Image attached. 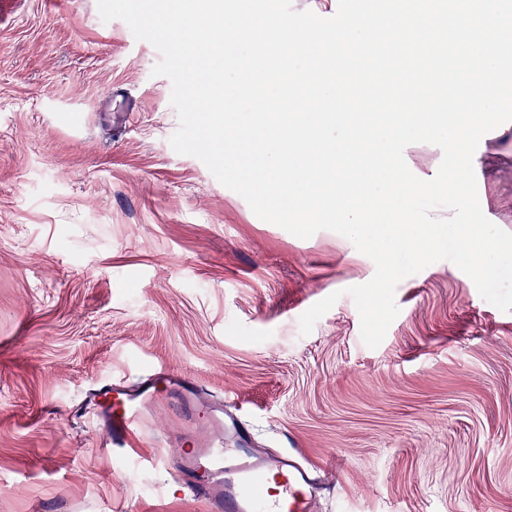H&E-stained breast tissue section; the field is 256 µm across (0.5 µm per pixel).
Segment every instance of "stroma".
<instances>
[{
	"mask_svg": "<svg viewBox=\"0 0 512 512\" xmlns=\"http://www.w3.org/2000/svg\"><path fill=\"white\" fill-rule=\"evenodd\" d=\"M159 59L96 0H0V512H205L72 413L92 383L152 365L234 397L266 453L340 455L319 512H512V313L442 260L398 284L367 347L345 290L372 260L259 219L175 153ZM473 166L484 215L512 232V122ZM187 420L177 399L149 411L141 451L177 458Z\"/></svg>",
	"mask_w": 512,
	"mask_h": 512,
	"instance_id": "obj_1",
	"label": "stroma"
}]
</instances>
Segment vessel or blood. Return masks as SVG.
<instances>
[{"label":"vessel or blood","instance_id":"vessel-or-blood-1","mask_svg":"<svg viewBox=\"0 0 512 512\" xmlns=\"http://www.w3.org/2000/svg\"><path fill=\"white\" fill-rule=\"evenodd\" d=\"M171 390L188 399L204 421V436H185L187 451L174 466L207 512H317V480L308 468L291 456L269 457L253 448L227 411L229 399L210 398L192 379L166 367H151L134 386L123 380L98 383L77 410L108 429L110 447L132 452L145 408L157 407Z\"/></svg>","mask_w":512,"mask_h":512}]
</instances>
